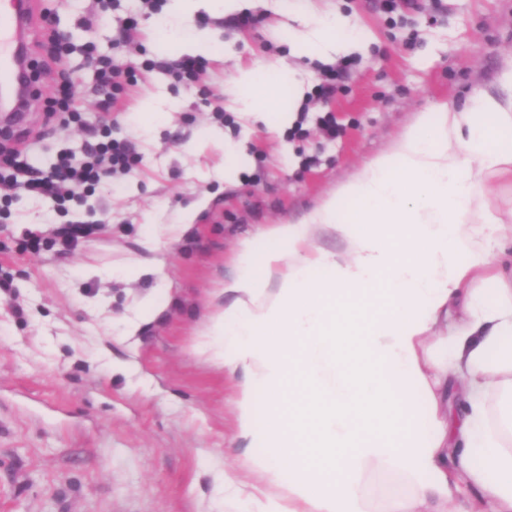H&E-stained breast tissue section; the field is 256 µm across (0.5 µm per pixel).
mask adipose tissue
<instances>
[{"label":"adipose tissue","mask_w":512,"mask_h":512,"mask_svg":"<svg viewBox=\"0 0 512 512\" xmlns=\"http://www.w3.org/2000/svg\"><path fill=\"white\" fill-rule=\"evenodd\" d=\"M345 27L322 20L293 46L330 55ZM293 81L238 66L240 110L279 113ZM503 82L421 111L300 222L242 245L201 349L235 380L224 482L244 512H512V226L488 208L512 183V68ZM372 471L410 494L376 508Z\"/></svg>","instance_id":"adipose-tissue-1"}]
</instances>
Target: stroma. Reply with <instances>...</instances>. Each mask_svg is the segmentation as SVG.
<instances>
[{
	"mask_svg": "<svg viewBox=\"0 0 512 512\" xmlns=\"http://www.w3.org/2000/svg\"><path fill=\"white\" fill-rule=\"evenodd\" d=\"M31 3L34 91L0 141L48 168L63 154L81 159L87 129L107 128L134 143L139 163L64 204L22 192L0 210V512H237L224 487L238 453L234 386L198 349L212 292L245 239L299 221L420 110L500 92L512 0H420L389 15L377 0H246L183 22L140 0H109L104 13L96 0ZM313 12L353 26L332 55L352 63L341 89L312 105L341 125L334 140L312 121L302 137L291 120L270 134L263 114L229 106L237 65L269 60L301 79L281 96L283 110L298 111L322 72L292 46ZM247 15L253 25H242ZM204 36V71L178 78L169 66L182 43ZM89 54L137 66L126 112L98 111ZM147 59L157 68H143ZM72 72L75 123L52 111ZM96 223L68 253L50 235ZM161 224L174 232L147 249ZM33 232L45 237L36 252Z\"/></svg>",
	"mask_w": 512,
	"mask_h": 512,
	"instance_id": "obj_1",
	"label": "stroma"
}]
</instances>
